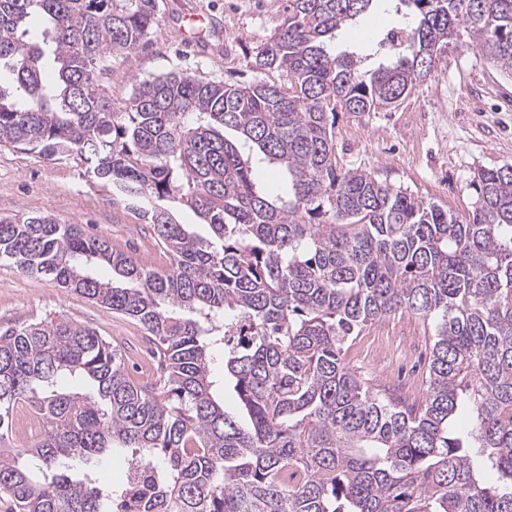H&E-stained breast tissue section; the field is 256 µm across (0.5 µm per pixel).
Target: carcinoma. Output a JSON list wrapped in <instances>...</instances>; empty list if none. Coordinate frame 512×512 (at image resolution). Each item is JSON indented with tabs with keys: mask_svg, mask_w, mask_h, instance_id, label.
<instances>
[{
	"mask_svg": "<svg viewBox=\"0 0 512 512\" xmlns=\"http://www.w3.org/2000/svg\"><path fill=\"white\" fill-rule=\"evenodd\" d=\"M373 2L288 0L250 61L283 84L170 71L117 107L101 79L112 54L149 43L154 0H0V146L87 163L170 255L156 272L48 213L0 217V262L137 319L158 360L142 385L87 325L0 332V442L23 405L44 421L32 447L0 448L16 512H119L126 486L105 495L92 471H71L118 448L155 468L143 512H512V165L478 169L462 223L337 171L329 119L396 108L462 27L512 76V0H406L409 38L380 41L401 47L396 60L364 71L325 38ZM270 165L276 190L258 177ZM171 202L211 238L176 223ZM399 311L434 323L419 405L344 361L368 323ZM218 348L244 420L216 397ZM64 378L93 391L61 392Z\"/></svg>",
	"mask_w": 512,
	"mask_h": 512,
	"instance_id": "obj_1",
	"label": "carcinoma"
}]
</instances>
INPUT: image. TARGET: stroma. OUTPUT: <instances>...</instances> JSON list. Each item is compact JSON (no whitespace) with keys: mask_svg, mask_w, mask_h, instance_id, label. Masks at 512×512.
Listing matches in <instances>:
<instances>
[{"mask_svg":"<svg viewBox=\"0 0 512 512\" xmlns=\"http://www.w3.org/2000/svg\"><path fill=\"white\" fill-rule=\"evenodd\" d=\"M287 6L288 0H157L150 43L129 59L114 55V73L102 90L121 106L133 84L172 70L229 84L280 83V72L253 71L248 61L282 22ZM410 23L397 0H377L355 28L337 32L332 47L375 62L378 41ZM460 40L461 48L444 54L437 71L392 111H337L333 144L338 170L369 172L463 221L476 199L471 181L477 169L512 164V77L486 62L468 35ZM22 213H49L62 223L90 225L108 237L114 251L158 271L169 264L159 247L153 259H145L141 242L152 236L146 218L88 182L83 165L2 147L0 216ZM56 318L95 328L122 352L133 378H150L153 354L138 321L0 263L1 329ZM431 334L421 317L399 312L364 327L346 345L344 359L372 388L418 402Z\"/></svg>","mask_w":512,"mask_h":512,"instance_id":"35a3bbf8","label":"stroma"}]
</instances>
